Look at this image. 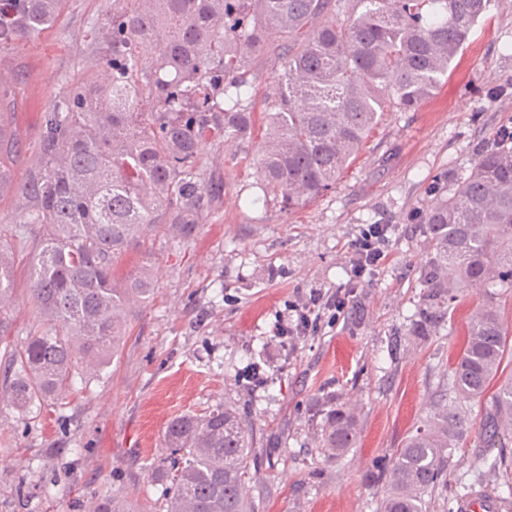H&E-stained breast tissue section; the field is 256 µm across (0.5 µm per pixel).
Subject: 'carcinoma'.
Here are the masks:
<instances>
[{
    "label": "carcinoma",
    "mask_w": 512,
    "mask_h": 512,
    "mask_svg": "<svg viewBox=\"0 0 512 512\" xmlns=\"http://www.w3.org/2000/svg\"><path fill=\"white\" fill-rule=\"evenodd\" d=\"M493 0H112L94 24L102 47L92 71L42 112L30 177L15 184L19 147L0 108V197L26 200L23 223L0 228V301L16 285L15 248L31 245L27 284L33 332L5 345L3 384L29 412L60 395L81 368L103 370L119 347L131 300L153 293L146 267L122 272L130 250L160 231L191 237L218 185L206 184L203 139L229 135L253 156L263 195L292 212L318 199L365 148L388 108L416 111L435 97ZM66 0H0V47L56 24ZM273 48L281 82L265 99L262 140L244 87L251 56ZM435 247L425 269L421 323L435 327L448 294L495 275L512 287V138L480 148L450 191L430 188ZM512 337L493 301L471 315L448 367V391L485 402L478 428L437 400L377 479L376 512H429L448 487L452 449L475 435L496 448L485 482L512 494V377H502ZM331 406L319 447L331 459L360 436L354 408ZM162 465L167 512H254L245 491L247 429L226 404L173 418ZM93 512H128L99 496Z\"/></svg>",
    "instance_id": "cac0c4a2"
}]
</instances>
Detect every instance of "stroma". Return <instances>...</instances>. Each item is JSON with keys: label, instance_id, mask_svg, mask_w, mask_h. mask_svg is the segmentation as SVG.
Masks as SVG:
<instances>
[{"label": "stroma", "instance_id": "1", "mask_svg": "<svg viewBox=\"0 0 512 512\" xmlns=\"http://www.w3.org/2000/svg\"><path fill=\"white\" fill-rule=\"evenodd\" d=\"M112 0H68L52 28L0 49L15 93L20 149L15 183L32 171L41 116L63 79L93 55L92 22ZM273 53L252 64L254 112L279 82ZM512 127V0H499L459 53L448 82L415 112L385 111L365 150L309 206L255 203L257 174L233 140L201 142L199 157L222 188L191 238L157 235L131 261H146L156 289L133 303L117 353L101 373L21 415L0 396V512H87L92 497L164 512L158 468L170 450L165 429L184 413L238 408L250 438L255 512H375L382 494L370 476L425 424L475 310L495 299L512 329V288L457 291L429 335L416 321L434 257L412 223L439 178L465 179L479 146ZM367 224L389 225L387 262L358 286L357 308L335 321L322 310L316 333L297 347L275 334L290 306L310 292L346 287L349 244ZM31 296L17 280L0 322L25 341ZM259 368L261 384L244 375ZM357 408L355 448L331 460L319 448L325 394Z\"/></svg>", "mask_w": 512, "mask_h": 512}]
</instances>
